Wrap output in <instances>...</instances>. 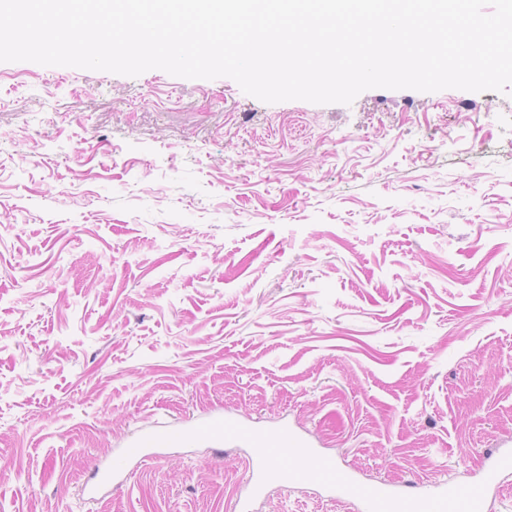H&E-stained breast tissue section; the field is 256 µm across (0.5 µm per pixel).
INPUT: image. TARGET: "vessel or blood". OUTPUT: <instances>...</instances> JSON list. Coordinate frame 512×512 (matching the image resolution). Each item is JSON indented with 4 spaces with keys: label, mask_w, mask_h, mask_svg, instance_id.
I'll return each instance as SVG.
<instances>
[{
    "label": "vessel or blood",
    "mask_w": 512,
    "mask_h": 512,
    "mask_svg": "<svg viewBox=\"0 0 512 512\" xmlns=\"http://www.w3.org/2000/svg\"><path fill=\"white\" fill-rule=\"evenodd\" d=\"M192 443H205L217 450L231 445L248 448L246 474L236 492L238 512H251L270 487L291 485L326 490L347 500L357 512H486L489 492L512 475V452L503 451L474 482L460 483L448 477L427 488L409 483L399 489L383 480L360 478L335 457L321 454L288 423L265 427L247 416L227 412L187 427L137 433L98 470L97 484H112L130 461L147 457L149 449Z\"/></svg>",
    "instance_id": "vessel-or-blood-1"
}]
</instances>
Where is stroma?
I'll list each match as a JSON object with an SVG mask.
<instances>
[{
    "label": "stroma",
    "mask_w": 512,
    "mask_h": 512,
    "mask_svg": "<svg viewBox=\"0 0 512 512\" xmlns=\"http://www.w3.org/2000/svg\"><path fill=\"white\" fill-rule=\"evenodd\" d=\"M224 411L395 486L512 439V89L268 104L0 63V512H231L242 448L83 496L138 429Z\"/></svg>",
    "instance_id": "obj_1"
}]
</instances>
